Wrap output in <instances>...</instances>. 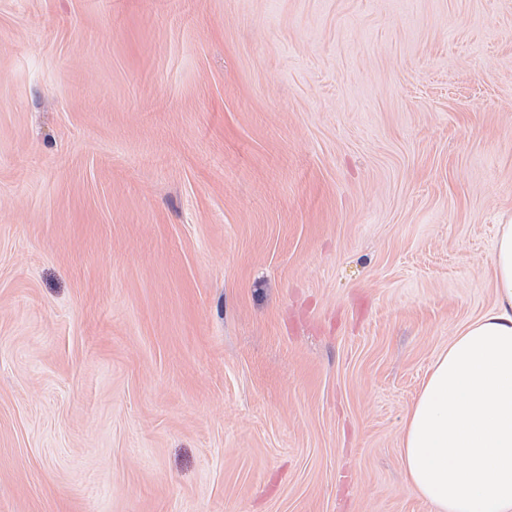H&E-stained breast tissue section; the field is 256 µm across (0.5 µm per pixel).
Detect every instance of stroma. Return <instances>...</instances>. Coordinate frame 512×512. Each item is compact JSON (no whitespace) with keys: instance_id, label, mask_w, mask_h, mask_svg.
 I'll return each mask as SVG.
<instances>
[{"instance_id":"stroma-1","label":"stroma","mask_w":512,"mask_h":512,"mask_svg":"<svg viewBox=\"0 0 512 512\" xmlns=\"http://www.w3.org/2000/svg\"><path fill=\"white\" fill-rule=\"evenodd\" d=\"M510 223L512 0H0V512H432Z\"/></svg>"}]
</instances>
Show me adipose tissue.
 <instances>
[{"label":"adipose tissue","mask_w":512,"mask_h":512,"mask_svg":"<svg viewBox=\"0 0 512 512\" xmlns=\"http://www.w3.org/2000/svg\"><path fill=\"white\" fill-rule=\"evenodd\" d=\"M493 269L495 305L449 339L401 426L406 482L432 512H512V224Z\"/></svg>","instance_id":"1"}]
</instances>
